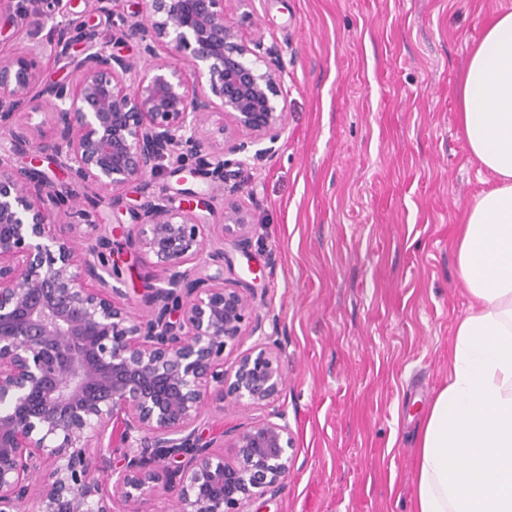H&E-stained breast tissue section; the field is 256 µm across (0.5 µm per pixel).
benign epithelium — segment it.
I'll return each instance as SVG.
<instances>
[{"mask_svg":"<svg viewBox=\"0 0 512 512\" xmlns=\"http://www.w3.org/2000/svg\"><path fill=\"white\" fill-rule=\"evenodd\" d=\"M232 1L255 2L139 0L129 11L96 0L112 21L109 47L63 0H0V28L18 40L0 55V512H142L143 496L175 478V512H250L293 467L282 410L235 433L225 452L199 433L211 404L263 409L283 390L250 288L224 283L221 268H188L207 250L211 217L245 240L249 211L228 201L218 215L190 188L177 205L152 192L167 162L233 193L226 166L261 161L285 129V62L243 35ZM31 16L54 22L48 37L24 26ZM128 41L140 60L115 50ZM71 51L74 72L46 79L42 63ZM45 162L116 203L137 186L123 250L166 272L163 285L144 286L145 313L121 302L128 259L93 235V214L38 170ZM247 336L256 341L244 350ZM118 421L117 457L103 439ZM160 459L175 469L155 470Z\"/></svg>","mask_w":512,"mask_h":512,"instance_id":"obj_1","label":"benign epithelium"}]
</instances>
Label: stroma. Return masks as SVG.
Here are the masks:
<instances>
[{"label": "stroma", "mask_w": 512, "mask_h": 512, "mask_svg": "<svg viewBox=\"0 0 512 512\" xmlns=\"http://www.w3.org/2000/svg\"><path fill=\"white\" fill-rule=\"evenodd\" d=\"M500 0H256L243 34L281 50L286 129L226 168L248 239L212 231L224 281L254 294L281 347L276 407L209 408L214 450L284 410L295 463L254 512H413L418 437L470 297L465 208L494 184L471 156L456 90Z\"/></svg>", "instance_id": "stroma-1"}]
</instances>
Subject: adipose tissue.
Here are the masks:
<instances>
[{
	"label": "adipose tissue",
	"mask_w": 512,
	"mask_h": 512,
	"mask_svg": "<svg viewBox=\"0 0 512 512\" xmlns=\"http://www.w3.org/2000/svg\"><path fill=\"white\" fill-rule=\"evenodd\" d=\"M458 119L497 183L457 230L458 276L473 304L422 426L414 512H512V6L473 42Z\"/></svg>",
	"instance_id": "1"
}]
</instances>
